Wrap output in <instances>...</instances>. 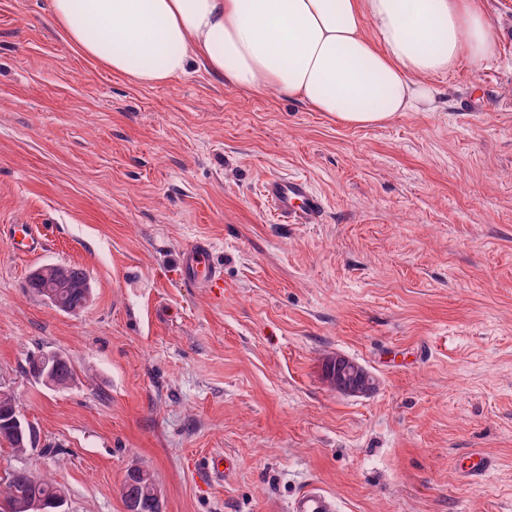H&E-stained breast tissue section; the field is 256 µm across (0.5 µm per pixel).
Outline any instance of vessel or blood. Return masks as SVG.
Listing matches in <instances>:
<instances>
[{"label":"vessel or blood","instance_id":"obj_1","mask_svg":"<svg viewBox=\"0 0 512 512\" xmlns=\"http://www.w3.org/2000/svg\"><path fill=\"white\" fill-rule=\"evenodd\" d=\"M261 192L280 223L317 224L323 219L324 202L307 179L273 175L263 181ZM6 243L14 254L27 257L43 248L44 239L37 225L12 224L7 228ZM180 268L199 287L224 285L223 271L212 262L208 241L197 240L183 249ZM289 512H339V509L335 500L312 487L291 502Z\"/></svg>","mask_w":512,"mask_h":512}]
</instances>
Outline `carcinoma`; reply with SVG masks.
I'll list each match as a JSON object with an SVG mask.
<instances>
[{
  "label": "carcinoma",
  "instance_id": "1",
  "mask_svg": "<svg viewBox=\"0 0 512 512\" xmlns=\"http://www.w3.org/2000/svg\"><path fill=\"white\" fill-rule=\"evenodd\" d=\"M42 273L28 276L25 287L41 297L54 294L62 305V312L76 314L82 311L92 295L88 288L90 281L83 269L72 266L46 264ZM50 376L61 387L73 380L75 372L63 355L53 356L50 362ZM37 431L21 412L14 396L0 402V444L6 443L18 453L36 444ZM154 476L147 471L123 484L122 498L125 505H133L134 512H162L161 504L152 495ZM6 504L0 512H20L24 507L35 503L40 505L37 512H58L56 502L65 498L64 491L48 477L36 476L26 470H16L10 474Z\"/></svg>",
  "mask_w": 512,
  "mask_h": 512
}]
</instances>
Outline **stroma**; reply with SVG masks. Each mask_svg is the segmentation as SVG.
Instances as JSON below:
<instances>
[{
	"mask_svg": "<svg viewBox=\"0 0 512 512\" xmlns=\"http://www.w3.org/2000/svg\"><path fill=\"white\" fill-rule=\"evenodd\" d=\"M48 0H0V225H42V260L0 238V390L39 436L9 472L48 475L68 512H125L139 464L163 512H512V0H480L496 56L431 77L430 112L347 126L200 63L140 86L76 52ZM307 176L320 224H280L268 174ZM208 239L214 294L181 279ZM76 265L65 314L28 290ZM75 369L49 389L28 354ZM365 366L352 397L322 359ZM224 452L227 481L206 460ZM495 466L461 477L474 452ZM42 273L27 277L25 286L44 299L47 293L54 294L63 309L59 311L76 314L82 311L92 295V288L87 273L83 269L72 266L45 264L38 268ZM90 288H85L86 286ZM288 510L289 512H339L337 502L315 487L307 489L296 497Z\"/></svg>",
	"mask_w": 512,
	"mask_h": 512,
	"instance_id": "35a3bbf8",
	"label": "stroma"
}]
</instances>
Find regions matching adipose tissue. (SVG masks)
I'll use <instances>...</instances> for the list:
<instances>
[{"instance_id": "adipose-tissue-1", "label": "adipose tissue", "mask_w": 512, "mask_h": 512, "mask_svg": "<svg viewBox=\"0 0 512 512\" xmlns=\"http://www.w3.org/2000/svg\"><path fill=\"white\" fill-rule=\"evenodd\" d=\"M49 18L85 59L134 84L166 83L195 59L348 125L423 111L429 77L497 51L477 0H49Z\"/></svg>"}]
</instances>
